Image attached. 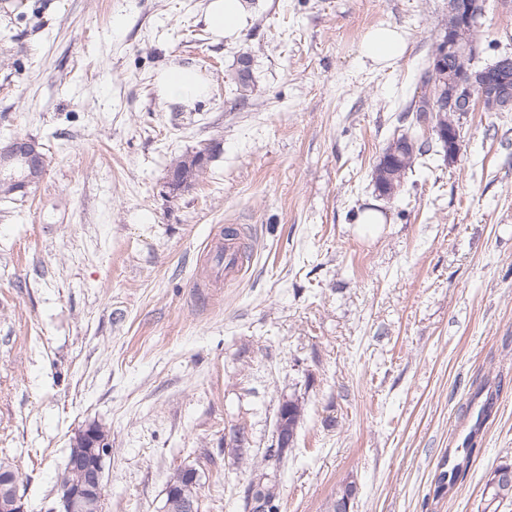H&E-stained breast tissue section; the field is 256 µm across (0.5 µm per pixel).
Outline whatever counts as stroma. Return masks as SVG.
I'll use <instances>...</instances> for the list:
<instances>
[{
  "mask_svg": "<svg viewBox=\"0 0 512 512\" xmlns=\"http://www.w3.org/2000/svg\"><path fill=\"white\" fill-rule=\"evenodd\" d=\"M249 2L226 42L207 0H0V140L47 158L35 191L0 199V462L47 512L71 437L98 422L104 512H160L185 466L200 512H244L255 464L280 512H327L345 481L350 512H512L486 487L512 463V112L457 113V160L433 144L379 196L393 135H432L403 113L448 0ZM379 25L409 42L385 69L360 51ZM476 42L481 65L512 52V10L488 0ZM171 65L206 96L163 100ZM208 140L203 177L169 195L171 160ZM370 208L383 223H360ZM229 225L246 274L200 287ZM291 397L304 418L278 462ZM399 172L397 162L394 160L383 161L382 165L377 169L375 173V182L378 183L377 190L383 196L391 197L399 192L400 187L397 184V180H399ZM292 399L293 398H289L287 401L283 402L288 404V418L280 417L276 426L275 443L270 453V457L276 461H282L288 457V452L292 449L290 448L292 447L291 442H288V425L291 427L295 442L297 428L304 416L303 402H299V399Z\"/></svg>",
  "mask_w": 512,
  "mask_h": 512,
  "instance_id": "stroma-1",
  "label": "stroma"
}]
</instances>
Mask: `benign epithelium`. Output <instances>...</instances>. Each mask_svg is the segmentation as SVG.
<instances>
[{"label": "benign epithelium", "instance_id": "1", "mask_svg": "<svg viewBox=\"0 0 512 512\" xmlns=\"http://www.w3.org/2000/svg\"><path fill=\"white\" fill-rule=\"evenodd\" d=\"M486 0H448V15L454 26L435 42L429 61V75L435 80L434 94L430 105L437 122L440 140L446 143L448 161H454L460 152V140L454 133L452 116L458 112H470L485 97L497 100L500 110L512 112V83L503 78L488 85L476 75L461 74L452 83L444 86L437 77L445 72L448 54L456 44L468 35L485 13ZM0 161L6 165L3 183L15 184L16 191L24 192L39 183L46 170V156L38 143L28 138H14L0 143ZM397 163L383 161L375 173L378 191L391 197L399 192ZM292 444L288 442V421L279 418L275 430V443L270 457L281 461L288 457ZM111 442L100 434L96 423H88L75 431L70 439L68 467L83 473L81 482L66 487L60 497L59 506L53 512H79L83 504L97 491L99 477L111 457ZM0 481L11 485V490L0 495V512H28L24 496L20 494L17 479L5 475ZM167 508L178 512H197V504L186 500L174 485L166 488Z\"/></svg>", "mask_w": 512, "mask_h": 512}]
</instances>
